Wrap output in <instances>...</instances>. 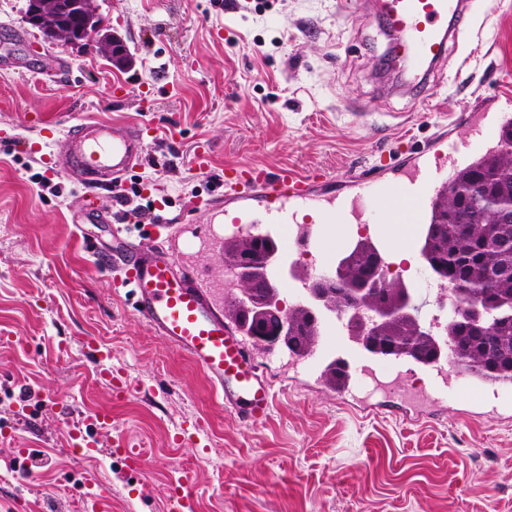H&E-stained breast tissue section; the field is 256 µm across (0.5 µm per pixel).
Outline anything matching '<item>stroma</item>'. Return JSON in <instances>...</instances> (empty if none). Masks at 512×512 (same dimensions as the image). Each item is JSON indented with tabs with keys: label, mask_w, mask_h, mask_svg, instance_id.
<instances>
[{
	"label": "stroma",
	"mask_w": 512,
	"mask_h": 512,
	"mask_svg": "<svg viewBox=\"0 0 512 512\" xmlns=\"http://www.w3.org/2000/svg\"><path fill=\"white\" fill-rule=\"evenodd\" d=\"M447 46L415 96L400 87L377 0H95L131 59L47 40L26 0H0V512H171L189 476L195 512H512V410L467 421L478 395L408 422L364 414L332 388L261 358L275 399L245 426L184 353L156 336L116 292L71 222L84 186L53 173L55 126L86 118L146 122L155 139L123 188L149 184L169 244L207 222L225 166L320 167L326 196L353 175L440 160L442 133L468 116H512V0H491ZM209 161H193L200 144ZM107 351L130 385L97 378ZM92 430L96 452L76 451ZM140 450L129 469L114 440Z\"/></svg>",
	"instance_id": "obj_1"
}]
</instances>
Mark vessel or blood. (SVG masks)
Wrapping results in <instances>:
<instances>
[{
  "instance_id": "obj_1",
  "label": "vessel or blood",
  "mask_w": 512,
  "mask_h": 512,
  "mask_svg": "<svg viewBox=\"0 0 512 512\" xmlns=\"http://www.w3.org/2000/svg\"><path fill=\"white\" fill-rule=\"evenodd\" d=\"M380 13L392 38V53L400 58L408 75L407 85L418 90L446 56L447 44L466 24L468 0H380ZM496 130L476 125L449 139V163L461 154H478L490 149ZM150 145V129L140 124L88 119L66 128L55 141L51 155L55 171L79 174L83 185L109 186L139 166ZM443 170L426 163L414 165L410 173L387 182L370 176H354L355 194L371 207L389 205L391 226L374 225L368 241L381 257H389L397 245L418 248L415 234L397 237V224H416L421 211L442 183ZM318 174L301 173L283 167L276 172L262 168L224 170L227 187L244 186L246 195L233 203H209L210 222L201 237L184 238L172 249L159 242L163 225L152 232L155 242L136 244L124 239L121 225H113L112 238L120 250L99 249L98 254L114 272L116 289L128 290L136 312L169 345L186 354L210 379L226 408L245 425L266 420L274 400L272 386L255 359L246 325L224 316L225 302L233 301L235 290L224 277V229L261 240L274 237L276 258L264 269L271 285L291 290L298 306L310 312L327 335L323 344L294 355L292 364L306 372L325 377L326 367L336 370L332 381L337 397L363 407L382 409L403 418H418L426 406L447 407L461 393L492 394L495 404L483 407L484 416L501 413L500 404L512 400V386L490 384L476 375L460 371L450 351L439 352L431 362L420 364L392 356H369L342 315L331 308L316 306L308 289L309 276L298 272L293 256L309 253L319 272L336 268L337 249L325 243L327 225L347 221V203L335 197L315 195ZM260 198L263 210H254L250 199ZM313 208L317 220L301 223L297 213ZM108 222L104 211L87 203L77 224L82 240L95 239L98 225ZM204 244L217 258L206 271H190L185 255ZM173 512H193L189 479H181L171 490Z\"/></svg>"
}]
</instances>
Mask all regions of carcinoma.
<instances>
[{
	"label": "carcinoma",
	"instance_id": "carcinoma-1",
	"mask_svg": "<svg viewBox=\"0 0 512 512\" xmlns=\"http://www.w3.org/2000/svg\"><path fill=\"white\" fill-rule=\"evenodd\" d=\"M512 198V120L496 148L457 168L432 200L421 238L427 267L457 297L479 300L487 308V329L494 344V361L480 350L476 340L459 321L450 317L441 323L438 335L454 342V358L460 366L495 379L512 381V316L499 305L512 301V214L503 217V203ZM267 248L249 238L224 243V265L246 263L260 281H265ZM373 249L364 240L349 256L348 276L365 273ZM317 336L316 325L302 308L288 312V331L280 343L290 353L308 350ZM393 349H374V355L431 359L435 346L432 333L408 324L385 331Z\"/></svg>",
	"mask_w": 512,
	"mask_h": 512
}]
</instances>
